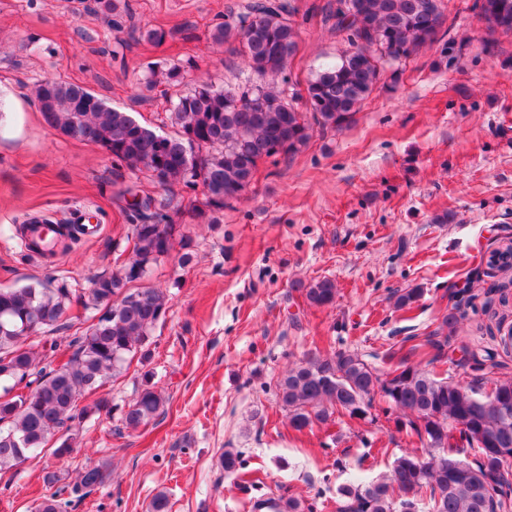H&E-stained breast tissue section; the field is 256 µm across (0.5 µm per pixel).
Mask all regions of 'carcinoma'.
<instances>
[{
	"label": "carcinoma",
	"mask_w": 512,
	"mask_h": 512,
	"mask_svg": "<svg viewBox=\"0 0 512 512\" xmlns=\"http://www.w3.org/2000/svg\"><path fill=\"white\" fill-rule=\"evenodd\" d=\"M339 12L320 7L333 31L364 32L366 44L349 42L335 63L308 78L307 103L301 110L288 93L286 72L299 49V30L290 0H259L237 18L217 24L210 38L217 44L234 39L253 74L243 89L203 83L187 89L194 62L155 65L145 87L170 93L173 136L162 135L129 113L112 108L84 87L60 77L34 87L45 122L60 135L105 149L131 172L151 174L164 169L159 186H202L206 210L224 209L246 190L264 158L292 157L307 145L313 126L340 129L346 125L381 80L386 68L400 67L424 49L437 47L440 62L457 59L460 48L444 28L443 0H345ZM96 11L121 26L128 7L121 0H95ZM481 18L491 32H512V0H478ZM170 32L140 28L133 42L160 44ZM199 168V174L191 173ZM201 179H196V176ZM133 247L111 274L74 298L65 286L43 283L0 288V471L21 465L40 453L54 433L65 431L53 454L71 452L74 421L108 409L100 397L77 408L78 400L96 393L129 357L142 351L154 326L166 314L169 299L159 289L134 287L148 271L170 255L174 244L189 242L182 221L168 212L169 202L150 197L133 203ZM489 265L512 270V243L495 250ZM455 311L406 353L389 351L387 367L377 369L357 354L338 351L331 357L303 360L288 368L277 384L290 425L301 431L313 420L338 414L379 421L377 401L402 414L395 429L417 439L422 447L396 458L390 474L362 485L339 489L336 512H512V378L452 382L435 371L444 362L448 339L464 318L461 305L474 295L457 292ZM308 302L335 303L336 288L323 279L306 290ZM76 303L90 313L91 323L71 340L67 361L51 366L28 343L31 335L55 327L67 307ZM420 361L415 362L413 358ZM24 386L25 392L10 395ZM164 399L147 384L123 414L137 428L155 419ZM106 478L103 465L87 468L38 505V512H67ZM259 512H317L316 499L292 496L255 498Z\"/></svg>",
	"instance_id": "cac0c4a2"
}]
</instances>
